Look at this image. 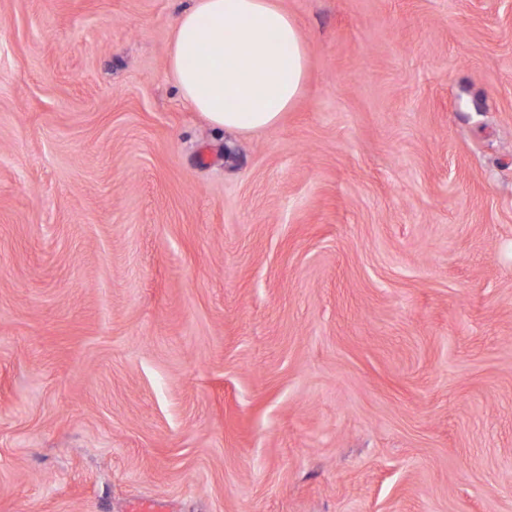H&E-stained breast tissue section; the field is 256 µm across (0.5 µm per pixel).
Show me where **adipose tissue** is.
Listing matches in <instances>:
<instances>
[{
  "mask_svg": "<svg viewBox=\"0 0 512 512\" xmlns=\"http://www.w3.org/2000/svg\"><path fill=\"white\" fill-rule=\"evenodd\" d=\"M168 69L184 103L214 127L275 126L299 98L307 56L275 0H193L177 18Z\"/></svg>",
  "mask_w": 512,
  "mask_h": 512,
  "instance_id": "adipose-tissue-1",
  "label": "adipose tissue"
}]
</instances>
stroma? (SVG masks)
I'll use <instances>...</instances> for the list:
<instances>
[{"label": "stroma", "instance_id": "obj_1", "mask_svg": "<svg viewBox=\"0 0 512 512\" xmlns=\"http://www.w3.org/2000/svg\"><path fill=\"white\" fill-rule=\"evenodd\" d=\"M214 130L191 0H0V512H512V0H276ZM177 18L168 69L181 99L214 127L275 126L299 98L307 56L273 0H192Z\"/></svg>", "mask_w": 512, "mask_h": 512}]
</instances>
